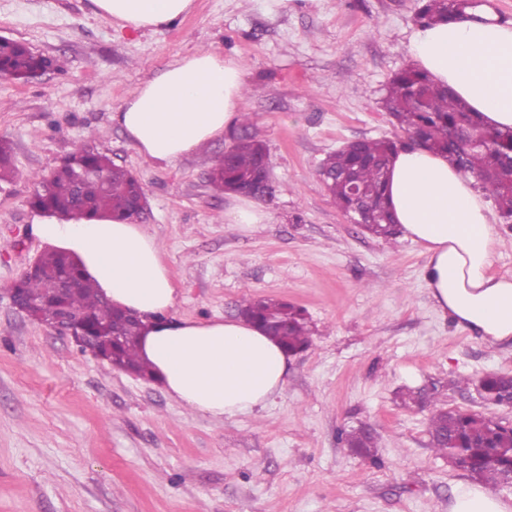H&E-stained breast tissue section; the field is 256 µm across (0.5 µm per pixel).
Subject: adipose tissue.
<instances>
[{"label": "adipose tissue", "mask_w": 512, "mask_h": 512, "mask_svg": "<svg viewBox=\"0 0 512 512\" xmlns=\"http://www.w3.org/2000/svg\"><path fill=\"white\" fill-rule=\"evenodd\" d=\"M98 14L135 31L170 24L193 0H93ZM408 51L432 80L451 87L491 128H512V27L481 21L416 26ZM239 61L212 50L174 58L112 114L148 161L170 166L222 137L241 112ZM396 223L426 255L424 279L439 311L484 341H512V277L490 272L498 218L472 176L422 149L396 154L385 186ZM33 234L79 259L116 307L140 316L139 355L177 402L215 418L265 407L284 390L288 353L243 320L171 318L176 290L157 239L108 218L36 217ZM448 512H512L481 486H461Z\"/></svg>", "instance_id": "ef3b65f1"}]
</instances>
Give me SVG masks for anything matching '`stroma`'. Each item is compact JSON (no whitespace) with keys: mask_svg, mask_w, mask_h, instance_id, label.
Instances as JSON below:
<instances>
[{"mask_svg":"<svg viewBox=\"0 0 512 512\" xmlns=\"http://www.w3.org/2000/svg\"><path fill=\"white\" fill-rule=\"evenodd\" d=\"M415 0H194L156 30L117 29L92 0H0V37L59 60L63 72L0 77V138L16 174L0 183V512H448L469 477L430 446L428 412L495 413L477 393L512 374V342L489 345L434 305L423 247L347 223L317 167L361 138L399 131L381 107L389 78L412 65ZM211 49L241 62L248 126L160 168L112 121L175 57ZM249 133L270 154L269 219L224 221L208 181L215 157ZM88 144L138 175L143 226L176 288L173 318L234 320L248 296L304 308L311 344L292 356L281 395L215 419L160 383L118 370L18 312L9 288L45 250L33 235L32 174ZM377 434L380 465L338 433Z\"/></svg>","mask_w":512,"mask_h":512,"instance_id":"obj_1","label":"stroma"}]
</instances>
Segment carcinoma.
<instances>
[{
  "instance_id": "carcinoma-1",
  "label": "carcinoma",
  "mask_w": 512,
  "mask_h": 512,
  "mask_svg": "<svg viewBox=\"0 0 512 512\" xmlns=\"http://www.w3.org/2000/svg\"><path fill=\"white\" fill-rule=\"evenodd\" d=\"M473 8L471 0H417L415 18L419 23L436 24L464 18ZM58 68L57 62L34 53L27 45L13 40L0 41V73L13 79H29L39 70ZM382 108L407 137L406 144L448 156L459 172L475 178L488 191L501 218L512 223V130L486 127L471 112L468 104L452 91L435 84L414 66L396 72L381 98ZM482 136L479 146L464 148L456 135ZM399 139L362 138L348 142L329 153L320 162L318 175L336 207L348 212L355 206L348 180L362 187L365 199L363 230L389 239L398 230L384 202V187ZM271 169L264 144L251 137L237 141L219 155L209 173L210 185L219 192L233 189L247 192L260 169ZM15 172L12 147L0 140V181ZM36 189L30 206L50 215L92 220L109 216L128 220L139 214V200L144 194L142 182L129 170L97 150L80 146L48 174L33 175ZM41 273L24 279L21 288L38 299L35 318L49 324L60 309L58 298L60 274L70 272L79 278L76 291L65 303L90 325L106 334H115L116 342L92 345L95 354L136 375L149 376V367L139 357L140 324L104 302L95 284L84 277L79 264L69 256L47 250L39 256ZM244 314L260 324L266 333L294 354L310 343L311 329L304 311L273 298H244L239 304ZM483 395L494 402L512 401V381L497 373H488L480 381ZM404 402L430 407L431 446L441 456L450 455L473 479L491 486H501L512 477V436L489 421L481 412L455 410L447 413L438 400L420 390L402 393ZM344 441L365 457L377 447L374 432L359 427L344 432Z\"/></svg>"
}]
</instances>
